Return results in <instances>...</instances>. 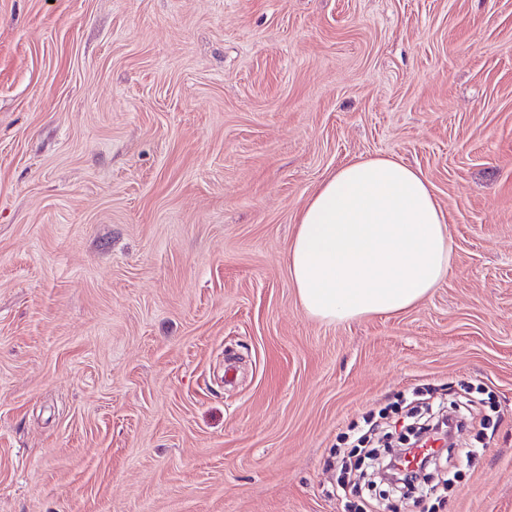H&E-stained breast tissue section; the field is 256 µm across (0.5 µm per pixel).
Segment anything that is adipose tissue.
<instances>
[{
    "mask_svg": "<svg viewBox=\"0 0 512 512\" xmlns=\"http://www.w3.org/2000/svg\"><path fill=\"white\" fill-rule=\"evenodd\" d=\"M451 252L425 175L378 156L337 168L314 192L288 272L306 313L334 323L417 304L447 275Z\"/></svg>",
    "mask_w": 512,
    "mask_h": 512,
    "instance_id": "adipose-tissue-1",
    "label": "adipose tissue"
}]
</instances>
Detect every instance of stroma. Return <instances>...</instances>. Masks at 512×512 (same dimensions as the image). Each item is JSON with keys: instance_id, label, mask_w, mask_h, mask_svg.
<instances>
[{"instance_id": "stroma-1", "label": "stroma", "mask_w": 512, "mask_h": 512, "mask_svg": "<svg viewBox=\"0 0 512 512\" xmlns=\"http://www.w3.org/2000/svg\"><path fill=\"white\" fill-rule=\"evenodd\" d=\"M379 155L448 274L319 321L297 216ZM416 388L452 485L337 494ZM0 512H512V0H0Z\"/></svg>"}]
</instances>
